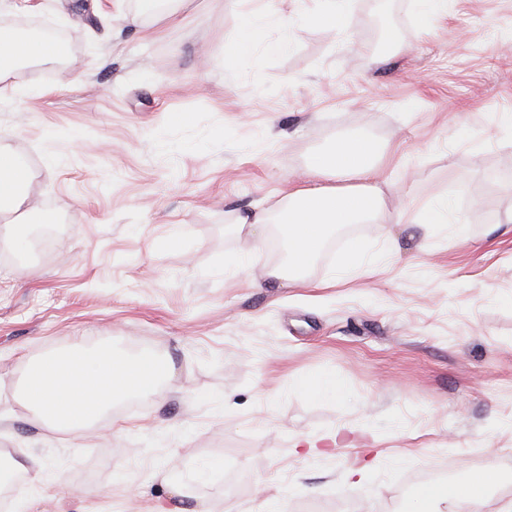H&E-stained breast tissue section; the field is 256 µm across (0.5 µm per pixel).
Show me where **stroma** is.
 Instances as JSON below:
<instances>
[{"mask_svg": "<svg viewBox=\"0 0 512 512\" xmlns=\"http://www.w3.org/2000/svg\"><path fill=\"white\" fill-rule=\"evenodd\" d=\"M12 2L0 26L45 27L78 62L0 77V149L30 160L54 230L44 257L0 249L14 512H418L433 469L492 470L477 512L512 502V0H447L429 28L414 0H351L344 31L309 22L323 0ZM247 14L255 50L234 60ZM355 133L386 152L395 220L338 232L286 285L272 233L233 219ZM444 197L447 223L410 224ZM75 346L167 371L58 429L21 386ZM320 374L333 398L305 389Z\"/></svg>", "mask_w": 512, "mask_h": 512, "instance_id": "35a3bbf8", "label": "stroma"}]
</instances>
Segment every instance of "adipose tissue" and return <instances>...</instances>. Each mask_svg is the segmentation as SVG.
Returning <instances> with one entry per match:
<instances>
[{
	"mask_svg": "<svg viewBox=\"0 0 512 512\" xmlns=\"http://www.w3.org/2000/svg\"><path fill=\"white\" fill-rule=\"evenodd\" d=\"M58 53L52 40L28 38L0 27V76L17 61L52 62ZM379 167L380 149L373 139L336 138L310 162L302 184L268 207L238 213L236 228L254 237L263 225H280L288 250V277L297 279L319 257L335 230L388 220V188L376 180ZM28 181L21 162L0 150L1 244L16 246L11 231L17 212H24L32 223L42 213L27 199ZM164 374V364L155 358L126 359L108 350L72 349L35 363L22 395L47 424L69 427L98 419L118 399L151 395ZM492 480V474L484 472L466 484L429 489L423 497L435 506L447 504L449 512H472Z\"/></svg>",
	"mask_w": 512,
	"mask_h": 512,
	"instance_id": "obj_1",
	"label": "adipose tissue"
}]
</instances>
